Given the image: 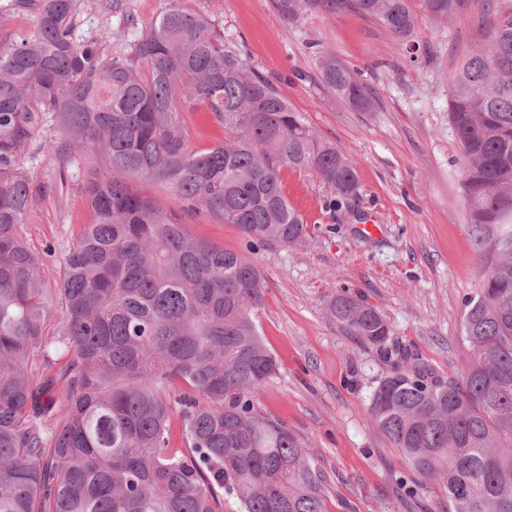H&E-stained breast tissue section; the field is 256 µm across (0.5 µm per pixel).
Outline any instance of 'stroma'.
Listing matches in <instances>:
<instances>
[{"label": "stroma", "mask_w": 512, "mask_h": 512, "mask_svg": "<svg viewBox=\"0 0 512 512\" xmlns=\"http://www.w3.org/2000/svg\"><path fill=\"white\" fill-rule=\"evenodd\" d=\"M410 3L418 22L413 37L402 40L350 11H320L292 24L278 18L271 0H181L223 28L248 66L356 169L357 197L333 210L332 193L315 171L282 170L284 193L310 228L301 244L250 249L234 225L204 210L183 213L163 187L133 182L165 209L182 212L193 238L236 251L261 270L267 290L257 325L278 369L254 407L297 436L323 478L328 512H448L445 485L403 465L371 420L369 396L387 364L328 311L336 295L362 297L383 314L391 344L418 354L441 380L461 379L470 364L461 324L478 266L460 201L448 83L459 56L479 39L482 0H467L463 13L441 22L427 16L421 0ZM167 4L85 0L75 34L99 40L110 31L101 51L115 55ZM327 55L374 91L369 110L351 109L322 83ZM51 141L65 138L46 114L19 163L40 187L20 233L41 257L42 283L53 299L65 256L93 220L81 185L101 159H63L46 150ZM366 224L378 225V233L363 235Z\"/></svg>", "instance_id": "obj_1"}]
</instances>
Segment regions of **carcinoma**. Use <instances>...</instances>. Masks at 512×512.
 Returning a JSON list of instances; mask_svg holds the SVG:
<instances>
[{"mask_svg":"<svg viewBox=\"0 0 512 512\" xmlns=\"http://www.w3.org/2000/svg\"><path fill=\"white\" fill-rule=\"evenodd\" d=\"M422 2L436 21L465 7ZM272 6L288 23L341 7L400 39L416 25L409 0ZM79 7L41 0L33 31L0 43V512H220L219 489L243 512H326L320 474L299 440L254 409L277 368L256 325L262 273L239 253L192 238L125 176L235 225L255 249L308 235L283 192V168L316 171L339 200L357 193L355 167L207 16L170 0L109 57L73 33ZM483 9L495 18L448 89L480 267L464 305L468 371L443 382L418 355L388 346L374 306L351 296L328 304L336 322L390 364L370 416L403 463L442 480L452 512H512V4L484 0ZM320 71L348 106H371L369 89L336 57H323ZM199 107L224 129L205 151L191 147L181 116ZM40 112L57 121L71 149L105 159L83 180L94 221L65 256L55 308L19 233L36 188L17 157ZM54 312L55 350L66 361L36 376L27 358L50 345L45 322ZM172 380L184 383L189 455L169 448L162 390ZM45 416L55 417L49 429Z\"/></svg>","mask_w":512,"mask_h":512,"instance_id":"carcinoma-1","label":"carcinoma"}]
</instances>
